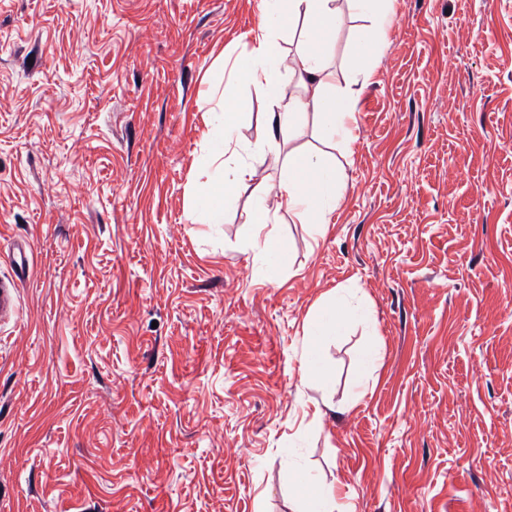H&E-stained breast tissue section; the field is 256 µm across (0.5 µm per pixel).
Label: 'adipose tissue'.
I'll return each instance as SVG.
<instances>
[{"label":"adipose tissue","instance_id":"obj_1","mask_svg":"<svg viewBox=\"0 0 512 512\" xmlns=\"http://www.w3.org/2000/svg\"><path fill=\"white\" fill-rule=\"evenodd\" d=\"M352 11L368 26L361 42L352 51L350 66L363 76H371L374 65L375 33H386L390 26L392 0H348ZM340 12L336 0H273V7L259 25L256 43L238 65L235 78L253 86L270 105L264 115L267 132L262 147L264 159L282 163L284 176L274 186L267 185L258 168L237 160L239 143L235 137L245 119V100L225 94L224 105L211 116L207 140L206 165L212 175L204 186H192L188 193L191 213L201 223L220 224L226 205L240 192H249L254 201L246 222L250 226V245L260 259L259 274L270 283L279 282L288 265V243L274 233L279 211H287L298 223L314 230L327 224L341 200L345 182L341 168L327 155L287 150L299 118L312 110L325 143L350 144L351 125L357 100L350 93H336V76L329 71L326 58L336 33ZM301 23L304 40L291 58H283L271 27ZM289 69L305 90L304 97L286 94L282 69ZM370 320L367 304L353 300L345 289L325 294L310 310L304 325V357L301 376L327 389L333 382L323 360L328 342L344 335L355 322ZM299 512H336L335 486L320 483L305 475L295 479Z\"/></svg>","mask_w":512,"mask_h":512}]
</instances>
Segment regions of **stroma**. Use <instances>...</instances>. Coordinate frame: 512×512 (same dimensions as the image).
I'll return each mask as SVG.
<instances>
[{"label": "stroma", "mask_w": 512, "mask_h": 512, "mask_svg": "<svg viewBox=\"0 0 512 512\" xmlns=\"http://www.w3.org/2000/svg\"><path fill=\"white\" fill-rule=\"evenodd\" d=\"M338 5L346 190L320 235L282 217L270 284L249 193L186 206L263 0H0V512H293L300 472L350 512H512V0H394L367 81ZM237 93L254 162L268 103ZM336 288L373 321L324 392L304 323Z\"/></svg>", "instance_id": "1"}]
</instances>
